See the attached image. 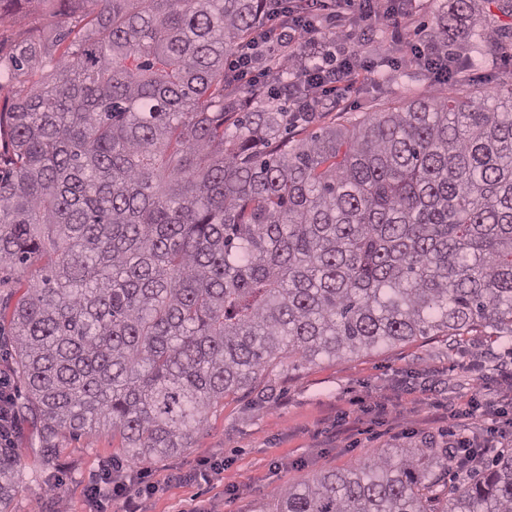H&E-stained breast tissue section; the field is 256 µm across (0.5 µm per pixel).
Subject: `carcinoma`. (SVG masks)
I'll return each mask as SVG.
<instances>
[{"mask_svg":"<svg viewBox=\"0 0 512 512\" xmlns=\"http://www.w3.org/2000/svg\"><path fill=\"white\" fill-rule=\"evenodd\" d=\"M57 77L12 56L0 109V269L17 272L14 370L41 425L119 434L132 459L192 445L209 411L281 353L313 362L405 343L512 337V76L327 127L289 148L284 112L224 82L267 0H66ZM448 24L427 33L448 48ZM436 497L446 448L379 452L276 492L278 512H512V449ZM0 446V512L21 479Z\"/></svg>","mask_w":512,"mask_h":512,"instance_id":"1","label":"carcinoma"}]
</instances>
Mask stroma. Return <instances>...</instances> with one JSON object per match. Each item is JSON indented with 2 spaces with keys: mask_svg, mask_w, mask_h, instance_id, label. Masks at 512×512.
<instances>
[{
  "mask_svg": "<svg viewBox=\"0 0 512 512\" xmlns=\"http://www.w3.org/2000/svg\"><path fill=\"white\" fill-rule=\"evenodd\" d=\"M471 3L448 52L465 60L472 87L485 91L512 72V13L498 0ZM452 6L453 0H415L405 21H376L356 48L381 61L379 74H360L356 92L321 113L316 125L289 127L284 142L447 91L409 52L390 50L395 28L404 40L422 42ZM61 11L60 0H22L0 11V56L9 57L25 39L51 46ZM465 340L462 356L449 351L447 337L427 336L339 358L278 360L255 389L227 396L209 412L192 447L145 461L154 478L177 472L183 481L144 500L141 512H277L281 488L325 469L367 463L381 450L445 448L494 431L502 434L501 447L512 448V390L500 386L502 373L512 371V347L476 333ZM474 402L494 409L495 417L468 415ZM14 446L23 479L9 512H89L85 491L103 465L128 463L120 437L107 427L59 434L48 451L36 422L24 418Z\"/></svg>",
  "mask_w": 512,
  "mask_h": 512,
  "instance_id": "stroma-1",
  "label": "stroma"
}]
</instances>
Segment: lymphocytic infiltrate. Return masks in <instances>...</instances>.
Listing matches in <instances>:
<instances>
[{
    "instance_id": "obj_1",
    "label": "lymphocytic infiltrate",
    "mask_w": 512,
    "mask_h": 512,
    "mask_svg": "<svg viewBox=\"0 0 512 512\" xmlns=\"http://www.w3.org/2000/svg\"><path fill=\"white\" fill-rule=\"evenodd\" d=\"M412 0H287L283 14H266L254 36L238 45L224 64L228 84L260 85V68L279 62L296 68L285 89L295 112H311L333 93L348 94L357 88L360 72L376 74L378 64L354 51L332 52L327 29L346 37L357 35L359 26H373L388 15L407 16ZM158 490L149 470L131 467L125 474L104 470L99 482L87 489L95 512H104L106 501L121 502L123 512H139L138 499Z\"/></svg>"
}]
</instances>
